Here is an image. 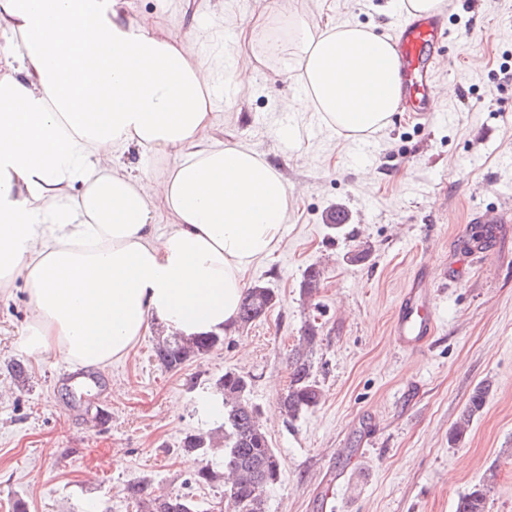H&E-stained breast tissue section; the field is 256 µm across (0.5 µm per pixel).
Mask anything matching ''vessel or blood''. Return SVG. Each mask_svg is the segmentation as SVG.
I'll list each match as a JSON object with an SVG mask.
<instances>
[{"instance_id":"obj_1","label":"vessel or blood","mask_w":512,"mask_h":512,"mask_svg":"<svg viewBox=\"0 0 512 512\" xmlns=\"http://www.w3.org/2000/svg\"><path fill=\"white\" fill-rule=\"evenodd\" d=\"M449 35L439 16H402L395 26L403 68L405 109L427 123L436 118L431 108L433 90L429 76L440 65L439 44ZM434 301L426 274L417 272L402 295L394 317L392 334L398 346L413 352L430 342L436 332Z\"/></svg>"}]
</instances>
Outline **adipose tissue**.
<instances>
[{"label": "adipose tissue", "mask_w": 512, "mask_h": 512, "mask_svg": "<svg viewBox=\"0 0 512 512\" xmlns=\"http://www.w3.org/2000/svg\"><path fill=\"white\" fill-rule=\"evenodd\" d=\"M280 21L304 89L286 112L353 140L390 124V36ZM0 37V294L18 280L28 292L26 355L102 367L156 324L186 337L232 325L292 192L253 148L213 141L210 63L119 0H0ZM132 146L176 162L132 171Z\"/></svg>", "instance_id": "adipose-tissue-1"}]
</instances>
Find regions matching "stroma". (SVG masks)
Masks as SVG:
<instances>
[{
	"mask_svg": "<svg viewBox=\"0 0 512 512\" xmlns=\"http://www.w3.org/2000/svg\"><path fill=\"white\" fill-rule=\"evenodd\" d=\"M128 15H148L190 39L195 54L223 63L225 81L252 44L237 39L241 20L265 17L254 44L287 34L275 0H121ZM449 47L433 84L450 96L432 124L397 113L361 141L336 135L314 117L278 136L281 105L301 94L276 61H263L254 85L215 99V140L249 146L288 181L293 198L280 247L253 265L249 284L273 288L277 302L251 327L231 328L224 345L170 370L146 334L121 361L98 374L108 428L89 426L92 401L67 393L65 360L30 363L22 346L28 296L23 284L0 296V512L23 501L27 512H133L129 482L151 480L169 494L210 504L220 485L191 484L181 446L190 433L218 429L199 401L211 378L253 372L251 399L281 461L267 490V512H455L459 496L495 468L487 512H512V263L488 267L471 215L512 207V0H447ZM305 19L349 21L389 34L400 0H299ZM221 27L197 42L195 30ZM349 211L343 231L327 227L335 208ZM463 272L449 278L451 263ZM320 272L313 298L300 284ZM436 292V336L419 352L392 335L399 299L417 270ZM322 338L314 375L321 404L285 423L277 403L288 385L286 355L305 324ZM23 363L25 384L11 366ZM489 383L481 415L466 436L449 432L474 388Z\"/></svg>",
	"mask_w": 512,
	"mask_h": 512,
	"instance_id": "obj_1",
	"label": "stroma"
}]
</instances>
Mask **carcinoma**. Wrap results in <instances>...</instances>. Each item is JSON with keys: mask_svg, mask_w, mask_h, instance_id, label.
Wrapping results in <instances>:
<instances>
[{"mask_svg": "<svg viewBox=\"0 0 512 512\" xmlns=\"http://www.w3.org/2000/svg\"><path fill=\"white\" fill-rule=\"evenodd\" d=\"M319 285V270L308 269L301 282L303 295L313 296ZM275 301L274 289L263 284L253 285L243 296L236 323L244 327L264 318ZM222 346L224 336L219 334L170 335L158 338L154 355L161 366L177 369ZM319 346L318 328L309 323L287 356L288 386L279 398L278 406L281 415L290 423L318 407L323 400V390L313 376V357ZM253 381L254 376L243 371H226L211 379L203 406L222 416L224 433L218 441L203 433L189 434L182 444L184 452L205 459L193 474L194 483L210 486L223 482L224 491L217 512H267L265 493L281 478L280 458L261 423L260 407L250 398ZM489 391L488 383L474 389L451 429L450 440L458 441L466 435L474 417L485 406ZM218 449L224 454L222 473L209 459ZM495 478L496 473L491 470L480 483L460 495L456 512H486ZM126 493L137 512H201L198 502L184 495L158 493L146 478L128 483Z\"/></svg>", "mask_w": 512, "mask_h": 512, "instance_id": "carcinoma-1", "label": "carcinoma"}]
</instances>
